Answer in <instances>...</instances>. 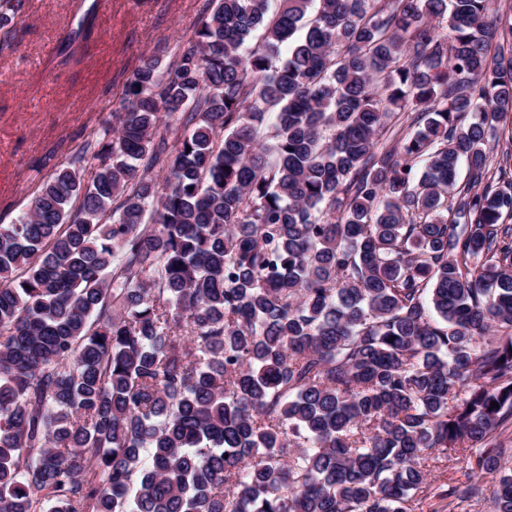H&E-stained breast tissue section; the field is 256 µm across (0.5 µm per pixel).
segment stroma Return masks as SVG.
<instances>
[{
    "mask_svg": "<svg viewBox=\"0 0 512 512\" xmlns=\"http://www.w3.org/2000/svg\"><path fill=\"white\" fill-rule=\"evenodd\" d=\"M205 0H24L10 49L0 53V224L27 210L35 183L67 162L74 139L121 107L141 52L170 60L196 29ZM93 10L81 63H62L63 38ZM467 458L449 452L417 495L416 512H448L439 486L462 478Z\"/></svg>",
    "mask_w": 512,
    "mask_h": 512,
    "instance_id": "1",
    "label": "stroma"
}]
</instances>
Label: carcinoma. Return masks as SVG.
Segmentation results:
<instances>
[{
  "label": "carcinoma",
  "mask_w": 512,
  "mask_h": 512,
  "mask_svg": "<svg viewBox=\"0 0 512 512\" xmlns=\"http://www.w3.org/2000/svg\"><path fill=\"white\" fill-rule=\"evenodd\" d=\"M271 2L141 54L0 224V512H413L450 450L512 512V14Z\"/></svg>",
  "instance_id": "cac0c4a2"
}]
</instances>
